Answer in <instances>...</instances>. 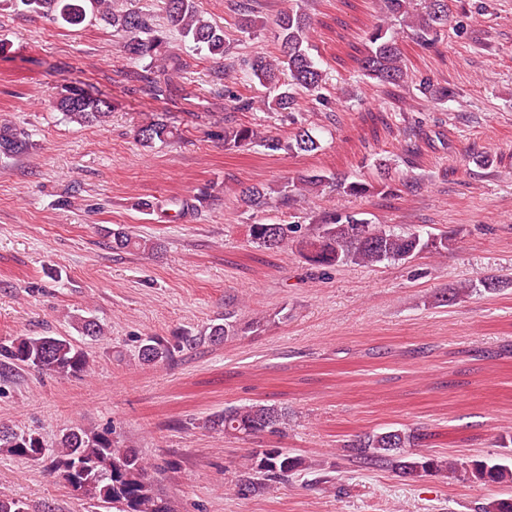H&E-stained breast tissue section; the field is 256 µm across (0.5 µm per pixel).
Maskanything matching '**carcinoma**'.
<instances>
[{
    "label": "carcinoma",
    "mask_w": 512,
    "mask_h": 512,
    "mask_svg": "<svg viewBox=\"0 0 512 512\" xmlns=\"http://www.w3.org/2000/svg\"><path fill=\"white\" fill-rule=\"evenodd\" d=\"M6 5L19 12L51 16L57 21L77 27L86 22L112 27L121 37L120 48L131 60L153 59L166 50L168 30H175L183 41L207 52V57L224 59L228 51L224 27L205 17L196 0H164L168 28L155 26L148 14L131 6L120 8L112 0H6ZM387 16L412 30L413 38L423 47L435 44L448 26L449 0H384ZM238 27L243 33L263 26L255 14L251 0H238ZM275 54L254 52L245 57L250 79L265 88L260 99L241 95L235 87L224 85V109L234 112L259 110L267 117L274 115L292 125L286 137L271 134L262 123H237L224 119L220 137L224 149L245 151L255 146L269 153L280 151L315 154L322 142L315 127L302 112L298 98L308 97L314 108L332 110L335 96L328 88L326 70L311 52L309 32L314 18L297 3L281 12L275 22ZM367 46L359 59L361 75L379 86L400 87L413 81L397 33L381 24L366 35ZM178 57L167 55V63L146 77L144 91L156 100L172 94L180 78ZM423 91L434 101L448 99V84L432 78L421 80ZM53 108L63 113L68 122L81 127L102 125L108 121L111 104L106 97L77 86H68L53 100ZM135 138L144 148L169 145L183 139V130L162 117L152 116L136 127ZM31 149L28 135L12 122L0 121V159L26 155ZM383 187L390 192H409L413 185L402 176H394L385 163H378ZM336 190L354 198L370 192L361 181L336 179L320 172H310L277 185L254 184L239 190L238 202L256 214L269 208L288 216L295 202L317 195L331 182ZM296 225L285 219L270 223L259 219L248 227L249 242L259 248L277 252L288 247ZM448 232L423 234L418 230L397 228L390 224H372L356 212L331 210L319 221L318 231L298 242L304 258L313 266L332 269L353 264L363 267L385 262L412 259L424 252L437 254L448 249ZM159 243L125 227L112 230V249L150 254ZM461 284L441 295L440 302L453 303L473 293L493 294L499 281L487 277ZM78 332L96 340L105 336V328L96 319L74 317ZM254 324L241 325L232 312L224 313V322L211 323L198 334L183 332L171 339L147 336L140 340L136 358L142 365L166 367L178 354L206 342L219 344ZM22 370L42 375L79 378L90 370L88 352L71 336H17L0 339V376ZM288 408L276 404L253 403L227 406L198 422L200 428L226 439L249 441L265 435H283L288 430ZM422 434L391 429L358 435L343 445V456L358 466L375 465L391 469L399 477L414 480L420 475L463 472L468 479L487 487L512 484V468L473 459L458 462L440 454L411 452ZM0 451L11 456L49 462V471L59 483L83 487L84 497L112 512H174L169 501L155 489L152 467L139 452L124 444L117 429L86 430L71 427L64 430L54 445L45 443L35 431L18 432L0 422ZM305 466L302 459L284 448H252L241 456L236 468V487L243 496L260 495ZM0 512H53L44 503L34 511L18 498L0 496ZM478 512H512V495H494L478 507Z\"/></svg>",
    "instance_id": "carcinoma-1"
}]
</instances>
